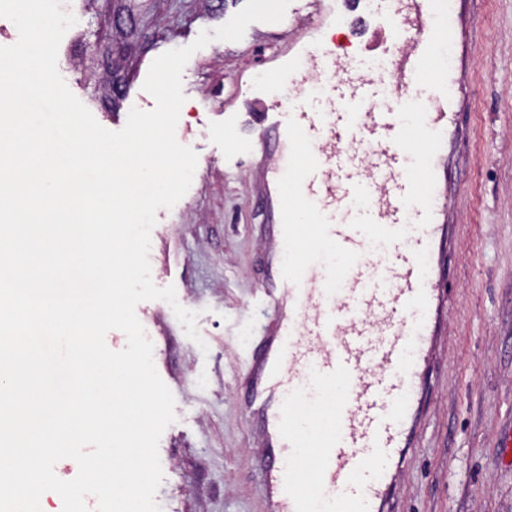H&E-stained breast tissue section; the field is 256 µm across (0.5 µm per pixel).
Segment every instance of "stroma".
Masks as SVG:
<instances>
[{"label": "stroma", "mask_w": 512, "mask_h": 512, "mask_svg": "<svg viewBox=\"0 0 512 512\" xmlns=\"http://www.w3.org/2000/svg\"><path fill=\"white\" fill-rule=\"evenodd\" d=\"M133 16L107 0H70L80 20L67 31L57 67L70 91L106 129L154 98L144 77L162 53L189 45L240 11L245 0H131ZM301 0L282 21L256 22L237 42L215 40L184 67L178 125L198 156L186 195L159 209L149 259L157 286H174L199 314L200 350L163 301L137 305L154 319V364L172 392L177 422L159 442L161 512H263L257 436L243 375L265 318L262 242L268 216L251 166L235 164L228 112H261L276 75L270 57L304 24ZM464 19L453 43L458 79L455 132L448 138V221L455 228L440 288L448 315L437 337L394 500L401 512H512V0H457ZM136 35H127L129 22ZM111 47L125 82L111 111L92 103L78 47Z\"/></svg>", "instance_id": "35a3bbf8"}]
</instances>
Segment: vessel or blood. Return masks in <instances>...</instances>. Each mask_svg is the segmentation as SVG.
Wrapping results in <instances>:
<instances>
[{"label": "vessel or blood", "instance_id": "b4317fda", "mask_svg": "<svg viewBox=\"0 0 512 512\" xmlns=\"http://www.w3.org/2000/svg\"><path fill=\"white\" fill-rule=\"evenodd\" d=\"M391 0L390 45L345 65L324 36L348 25L336 0H312L310 38L279 66L278 87L323 80L316 100L238 120L271 210L265 297L271 316L244 388L260 415L264 512H386L408 446L417 381L447 302L445 261L452 83L433 62L455 34V0ZM307 217L318 251L301 247ZM331 398L330 421L312 406ZM314 479L301 466L310 444Z\"/></svg>", "mask_w": 512, "mask_h": 512}]
</instances>
